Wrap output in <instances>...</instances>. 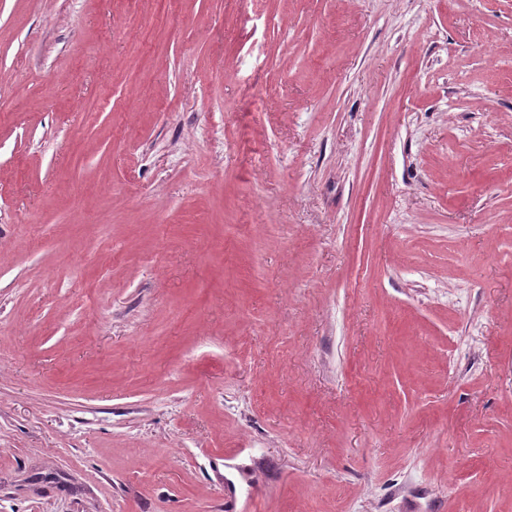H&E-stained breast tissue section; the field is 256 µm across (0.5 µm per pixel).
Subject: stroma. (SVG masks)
<instances>
[{
    "label": "stroma",
    "instance_id": "1",
    "mask_svg": "<svg viewBox=\"0 0 512 512\" xmlns=\"http://www.w3.org/2000/svg\"><path fill=\"white\" fill-rule=\"evenodd\" d=\"M512 512V0H0V512Z\"/></svg>",
    "mask_w": 512,
    "mask_h": 512
}]
</instances>
